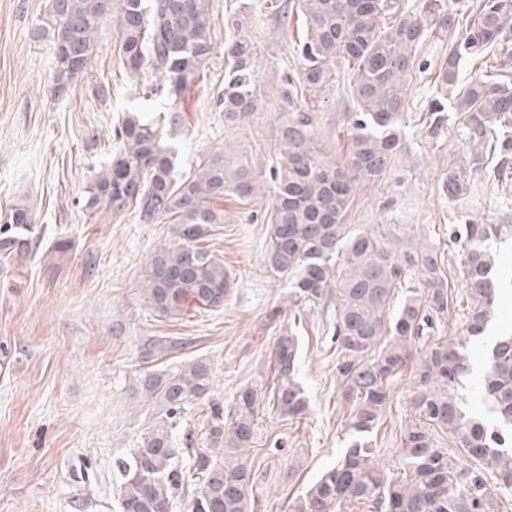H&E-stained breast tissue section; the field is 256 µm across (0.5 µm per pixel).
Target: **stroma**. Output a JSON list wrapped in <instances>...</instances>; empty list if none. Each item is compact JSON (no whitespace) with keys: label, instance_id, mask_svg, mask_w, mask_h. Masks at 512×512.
Here are the masks:
<instances>
[{"label":"stroma","instance_id":"stroma-1","mask_svg":"<svg viewBox=\"0 0 512 512\" xmlns=\"http://www.w3.org/2000/svg\"><path fill=\"white\" fill-rule=\"evenodd\" d=\"M260 33L258 71L265 81L297 72L296 47L303 25L295 11L265 16L264 0H250ZM46 0H0V213L26 206L35 216L37 242L22 266L0 270V512H122L119 464L131 461L143 437L162 418L159 404L144 399L141 372H173L208 361L212 400L231 405L238 390L274 372L272 346L288 324L300 339L298 378L308 403L294 419L260 407L251 465L258 475L252 512H289L305 487L342 455V414L332 355L336 300L295 303L287 278L264 263L265 214L272 199L243 204L225 197L234 220L214 225L210 244L224 259L233 283L223 306L188 308L170 318L145 302V268L157 250L176 243L172 224H142L132 211L88 216L83 198L94 169L116 151L114 129L125 113L158 116L169 109L165 93L143 98L124 73L118 53L117 15L103 19L91 64L54 92L55 62L47 41L34 32ZM206 82L180 102L183 121L172 138L180 170L222 146L274 147L282 111L264 98L254 120L224 126L216 110L224 80L223 31H216ZM447 41L429 40L422 65L405 83L403 130L407 157L380 183L358 191L347 218L352 228L402 224L444 252L452 292H460L458 247L452 224H507L491 245L503 284L491 335L512 333V200L492 180V162L473 172L477 185L466 198L448 200L442 177L449 164L468 166L476 145L463 115L429 138L421 119L436 88ZM320 116L316 145L329 160L343 157L353 113L347 88L338 86L313 104ZM153 339L180 342L177 350L147 352ZM471 371L459 393L474 416L486 413L481 375L485 341L470 346ZM412 375L393 386L378 444L383 464L401 469L396 437L410 418ZM206 403L186 406L175 418L173 467L192 468L203 448Z\"/></svg>","mask_w":512,"mask_h":512}]
</instances>
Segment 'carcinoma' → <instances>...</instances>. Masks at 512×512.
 Here are the masks:
<instances>
[{
  "label": "carcinoma",
  "mask_w": 512,
  "mask_h": 512,
  "mask_svg": "<svg viewBox=\"0 0 512 512\" xmlns=\"http://www.w3.org/2000/svg\"><path fill=\"white\" fill-rule=\"evenodd\" d=\"M298 0L304 37L297 45L300 72L275 84L288 111L278 119L277 153L267 168L250 147L228 158L218 147L188 172L177 168L165 123L129 112L118 122L117 152L92 175L83 209L133 210L142 224L178 225V241L157 251L145 274L148 306L176 317L191 304L218 307L231 288L224 260L203 244L215 224L228 223L218 203L232 195L244 203L262 193L273 197L266 212L264 260L290 281L292 293L317 305L336 295L333 354L344 433L349 445L290 505L291 512H339L351 503L368 512H509L512 508V334L501 335L488 353L481 379L493 421L467 415L459 384L471 369L469 345L494 320L501 285L494 255L485 244L508 232V224H452L449 241L460 245L459 271L466 289L462 335L430 342L442 332L449 308L448 274L435 246L398 224L349 229L347 217L364 183H378L407 154L402 117L405 78L433 37L451 40L440 62L435 97L423 129L438 137L449 111L465 115L470 141L497 158L494 179L512 185V67L490 58H512V0H482L477 9L454 0ZM119 57L130 78L159 77L172 111L182 121L180 100L207 75L219 27L215 0H122ZM112 0H47L38 33L53 48L54 84L66 88L88 66L102 19ZM224 87L216 109L224 126L248 124L265 96L255 51L251 4L224 14ZM480 62L465 88L455 91L465 61ZM342 62L336 69V62ZM348 82L356 112L344 162L327 160L316 148L318 122L306 100L321 97L339 80ZM443 193L458 199L471 190L467 171L448 165ZM34 229L32 212L16 206L0 220V265L22 263ZM342 260L336 284L330 276ZM298 336L280 333L274 346L276 382L267 396L245 386L234 405L209 400L211 364L200 360L171 374L143 373V397L164 407V418L147 432L132 462L124 465L123 512H169L173 490L198 487L191 512H251L258 477L249 460L255 413L266 401L278 414L306 409L297 379ZM415 387L410 419L400 430L403 467L383 468L377 433L390 391L409 364ZM209 401L204 448L193 468L178 472L172 419L185 406ZM449 437L461 455L442 446Z\"/></svg>",
  "instance_id": "cac0c4a2"
}]
</instances>
